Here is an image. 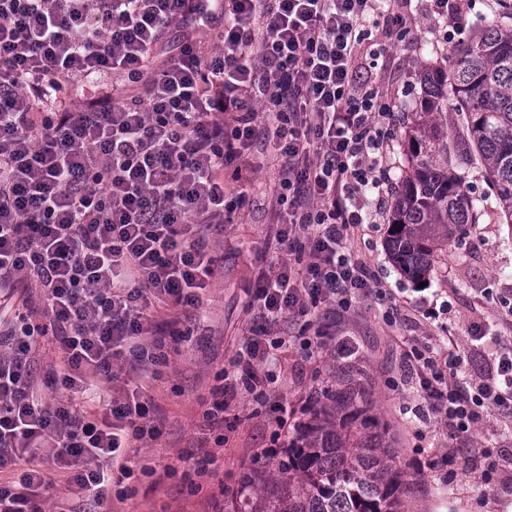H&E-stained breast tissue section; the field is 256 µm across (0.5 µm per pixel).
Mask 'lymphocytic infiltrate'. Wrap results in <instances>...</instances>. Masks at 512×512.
Returning <instances> with one entry per match:
<instances>
[{
	"label": "lymphocytic infiltrate",
	"instance_id": "lymphocytic-infiltrate-1",
	"mask_svg": "<svg viewBox=\"0 0 512 512\" xmlns=\"http://www.w3.org/2000/svg\"><path fill=\"white\" fill-rule=\"evenodd\" d=\"M413 0H0V512H43L57 478L103 507L131 478L133 442L158 436L139 390L98 416L100 386L121 358L146 376L163 353L145 336H174L199 309L224 233V169L250 146L257 110L287 158L277 203L288 220L276 247L302 271H262L253 304L279 321L321 303L334 315L385 299L354 233L384 214V162L396 105L373 80V30L405 39ZM190 26L177 56L156 62L168 29ZM215 32L199 52L194 35ZM103 73L140 82L130 99L82 89ZM37 284L45 304L17 300ZM56 341L61 393L35 385L38 338ZM488 369L463 372L447 341L411 340L405 382L449 439L489 416L512 429V338L475 329ZM246 388L274 381L263 336L245 337ZM51 445L53 469L33 460ZM512 496V452L448 448ZM28 466L11 472L19 459Z\"/></svg>",
	"mask_w": 512,
	"mask_h": 512
}]
</instances>
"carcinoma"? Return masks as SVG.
Segmentation results:
<instances>
[{"mask_svg":"<svg viewBox=\"0 0 512 512\" xmlns=\"http://www.w3.org/2000/svg\"><path fill=\"white\" fill-rule=\"evenodd\" d=\"M484 22L421 79L386 239L390 259L413 279L429 275L485 214V200L448 166V110L461 113L499 218L512 224V11L490 2ZM357 396L353 387L327 396L296 426L280 459L250 469L224 495V512H403L396 452Z\"/></svg>","mask_w":512,"mask_h":512,"instance_id":"obj_1","label":"carcinoma"}]
</instances>
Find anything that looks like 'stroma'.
I'll return each mask as SVG.
<instances>
[{"label":"stroma","mask_w":512,"mask_h":512,"mask_svg":"<svg viewBox=\"0 0 512 512\" xmlns=\"http://www.w3.org/2000/svg\"><path fill=\"white\" fill-rule=\"evenodd\" d=\"M410 27V36L387 45L378 69L381 90L399 107L391 140L390 174L394 177L404 162L405 134L415 116L421 76L435 64L437 55L451 50L435 34L429 18L415 17ZM448 159L456 172L464 174L475 195L489 192L454 112L448 115ZM283 163L282 156L259 135L247 154L225 169L226 200H233L240 191L246 197L235 209L233 223L225 225L223 238L213 244L224 260L204 297L205 320L190 324L186 336L167 339L166 364L143 384H136L127 360L117 362L112 379L102 382L108 401L124 399L133 387H140L141 400L160 430L157 438L128 449L134 474L125 485L133 493L113 499L111 512H213L215 500L235 487L240 472L264 452L278 450L290 440L293 424L309 419L310 398L347 386L361 388L370 414L398 452L397 464L410 486L405 512H512V497L496 496L463 464L449 467L444 485L426 470L447 445H499L498 422L486 423L470 437L449 440L435 420L414 416L421 399L400 384L404 377L402 340L453 337L460 351L470 354L469 371L479 374L486 361L469 351L471 324L486 322L491 331L512 334L507 326L512 320V226L500 223L496 214L484 216L458 246L440 254L422 285L390 261L385 251L387 218L364 225L356 236V248L371 259L398 312L386 318L385 303L368 297L344 318L322 321L327 347L320 359L309 360L302 343L314 331L305 319L290 317L269 327L251 305L261 270L290 260L287 252L267 245L280 222L275 193ZM445 300L451 307L439 321L431 324L420 317V309ZM254 330L285 340L276 358L267 363L277 377L269 400L263 404L241 400L225 411L223 421L208 419L217 374L235 370L242 339ZM340 336L356 341L355 356L345 362L337 360L332 350ZM207 453L216 456L219 466L198 477L199 491L189 493L184 473ZM145 466L153 468V475L142 474Z\"/></svg>","instance_id":"1"}]
</instances>
